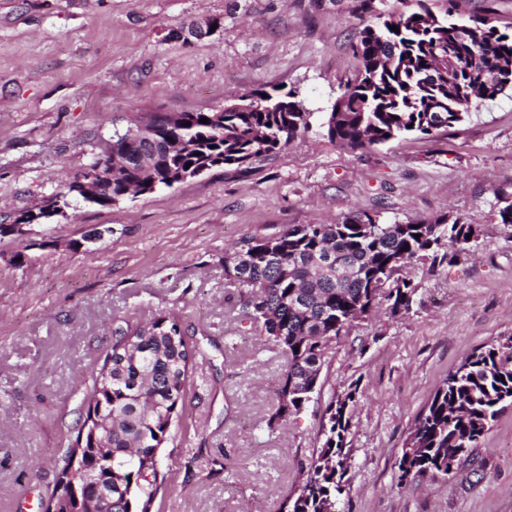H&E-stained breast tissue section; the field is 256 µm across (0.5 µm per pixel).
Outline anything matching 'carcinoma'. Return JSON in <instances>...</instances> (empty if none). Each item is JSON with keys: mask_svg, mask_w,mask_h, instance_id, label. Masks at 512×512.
Returning a JSON list of instances; mask_svg holds the SVG:
<instances>
[{"mask_svg": "<svg viewBox=\"0 0 512 512\" xmlns=\"http://www.w3.org/2000/svg\"><path fill=\"white\" fill-rule=\"evenodd\" d=\"M374 0H359L370 17L353 45L360 68L354 82L336 98L321 127L332 143L368 150L408 135L433 136L463 122L470 110L512 90V32L484 16L469 25L477 32L459 41L451 20L424 3L376 11ZM399 27V31L391 27ZM244 111L181 112L170 123L158 112L135 120L158 136L157 158L143 167L141 146L126 134L112 135L110 155L118 171L102 167L96 179L110 196L127 185L171 187L196 172L221 165L243 167L284 148L310 128L313 113L296 90L257 88L238 96ZM441 107L444 112L432 111ZM208 122H201L202 118ZM477 224L445 216L380 224L367 213L351 212L334 224H290L273 237L251 236L224 258L225 272L243 290L245 316L261 325L287 356L278 407L267 428L299 412L310 401L326 344L355 320L368 315L378 299L391 314L410 309L418 285L399 276L410 261L430 268L451 264L476 243ZM112 382L94 377L92 401L112 415V512H151L159 482L156 452L169 433L182 402L193 356L177 321L159 316L115 330ZM356 391L329 405V428L317 459L300 468L294 491L281 512H335L349 472L344 453ZM512 406V343L474 352L448 375L418 415L402 448L399 482L452 473V466ZM92 440L74 444L63 455L61 477L98 476Z\"/></svg>", "mask_w": 512, "mask_h": 512, "instance_id": "1", "label": "carcinoma"}]
</instances>
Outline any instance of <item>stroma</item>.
<instances>
[{"label":"stroma","mask_w":512,"mask_h":512,"mask_svg":"<svg viewBox=\"0 0 512 512\" xmlns=\"http://www.w3.org/2000/svg\"><path fill=\"white\" fill-rule=\"evenodd\" d=\"M205 16L220 21L211 36L173 39ZM363 23L357 0H0V224L63 191L134 117L209 112L261 86L328 111L356 75ZM500 192L512 194V90L433 137L353 151L314 126L248 168L106 206L73 194L51 222L0 234V512H42L115 328L161 313L195 365L158 450L152 512H280L325 442L328 405L350 390L336 512H512V406L454 473L398 485L436 389L512 338ZM353 211L382 224L445 215L481 235L437 272L404 268L419 285L410 311L379 305L329 341L311 401L268 432L286 355L244 319L224 257L244 238Z\"/></svg>","instance_id":"stroma-1"}]
</instances>
